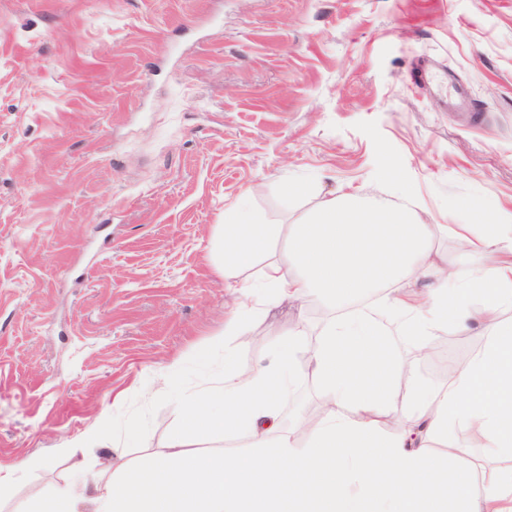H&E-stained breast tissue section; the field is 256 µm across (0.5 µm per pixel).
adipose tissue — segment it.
<instances>
[{
    "label": "adipose tissue",
    "instance_id": "ef3b65f1",
    "mask_svg": "<svg viewBox=\"0 0 512 512\" xmlns=\"http://www.w3.org/2000/svg\"><path fill=\"white\" fill-rule=\"evenodd\" d=\"M394 203L356 194L321 195L291 224H261L237 211L224 218V285L232 315L224 325V374L187 392L160 375L180 420L171 453L124 466L117 479H79L56 489L40 512H512V224L449 230L478 264L450 268L420 223L410 186ZM284 257H272L277 240ZM262 265L258 280L248 270ZM318 296L334 315L305 350L303 323L251 372L234 370L233 348L249 316L280 299ZM368 303L357 306L358 298ZM480 330L484 345L425 384L409 376L393 344L402 336L427 356L443 332ZM317 384L324 412L307 446L281 424L279 409L297 368ZM248 431L253 453L227 457L182 450L183 435L230 437ZM482 449L478 459L462 451Z\"/></svg>",
    "mask_w": 512,
    "mask_h": 512
}]
</instances>
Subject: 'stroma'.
Listing matches in <instances>:
<instances>
[{"label":"stroma","instance_id":"1","mask_svg":"<svg viewBox=\"0 0 512 512\" xmlns=\"http://www.w3.org/2000/svg\"><path fill=\"white\" fill-rule=\"evenodd\" d=\"M457 85L480 123L446 107ZM395 179L421 223H512V0H0V466L40 460L0 512L68 482L91 429L77 456L106 465L103 420L137 427L122 463L167 452L157 374L224 371L225 213L289 224ZM328 318L254 316L238 369Z\"/></svg>","mask_w":512,"mask_h":512}]
</instances>
